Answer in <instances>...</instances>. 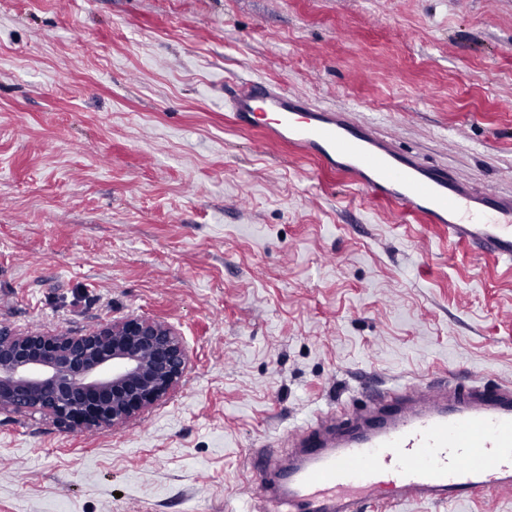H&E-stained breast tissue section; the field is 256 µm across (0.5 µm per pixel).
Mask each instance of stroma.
<instances>
[{"label": "stroma", "mask_w": 512, "mask_h": 512, "mask_svg": "<svg viewBox=\"0 0 512 512\" xmlns=\"http://www.w3.org/2000/svg\"><path fill=\"white\" fill-rule=\"evenodd\" d=\"M235 77L512 192V0H0V327L187 358L113 428L0 410V512H263L248 449L314 412L512 381V267L233 126Z\"/></svg>", "instance_id": "stroma-1"}]
</instances>
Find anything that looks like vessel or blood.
<instances>
[{"label": "vessel or blood", "mask_w": 512, "mask_h": 512, "mask_svg": "<svg viewBox=\"0 0 512 512\" xmlns=\"http://www.w3.org/2000/svg\"><path fill=\"white\" fill-rule=\"evenodd\" d=\"M224 106L237 126L262 129L370 198L512 264V192L477 189L350 113L313 107L281 86L225 81ZM289 438L287 462L264 450L245 456L246 484L268 512L470 503L512 489V383L475 374L464 386L444 376L407 384L366 398L349 417L312 419Z\"/></svg>", "instance_id": "obj_1"}]
</instances>
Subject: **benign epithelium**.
Returning a JSON list of instances; mask_svg holds the SVG:
<instances>
[{
  "label": "benign epithelium",
  "instance_id": "obj_1",
  "mask_svg": "<svg viewBox=\"0 0 512 512\" xmlns=\"http://www.w3.org/2000/svg\"><path fill=\"white\" fill-rule=\"evenodd\" d=\"M185 369L182 340L161 321L127 317L83 336L0 328V409L43 412L72 429L136 417Z\"/></svg>",
  "mask_w": 512,
  "mask_h": 512
}]
</instances>
